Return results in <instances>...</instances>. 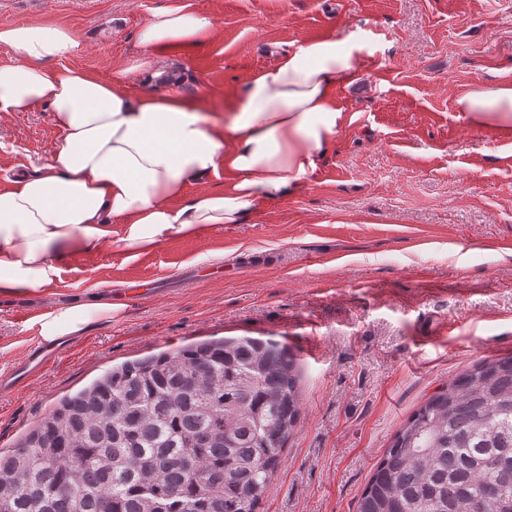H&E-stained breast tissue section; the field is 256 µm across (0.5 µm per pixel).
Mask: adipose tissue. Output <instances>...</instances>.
I'll list each match as a JSON object with an SVG mask.
<instances>
[{
    "label": "adipose tissue",
    "mask_w": 512,
    "mask_h": 512,
    "mask_svg": "<svg viewBox=\"0 0 512 512\" xmlns=\"http://www.w3.org/2000/svg\"><path fill=\"white\" fill-rule=\"evenodd\" d=\"M212 18L199 11H159L139 32L145 52L208 39ZM0 45L15 64L0 66V112L44 105L64 133L51 162L0 190V295L51 291L59 261L119 239L131 252L204 224H238L259 204L300 191L336 136L341 117L333 90L355 81L360 47L340 33L309 41L258 72L237 95L225 122L208 119L205 98L141 63L142 89L122 75L102 78L68 66L82 43L72 29L0 23ZM471 124L512 131V85L476 86L457 99ZM222 190L186 199L188 186L218 168ZM108 304L57 307L41 325L48 343L78 334Z\"/></svg>",
    "instance_id": "adipose-tissue-1"
}]
</instances>
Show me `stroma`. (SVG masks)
I'll return each mask as SVG.
<instances>
[{
    "label": "stroma",
    "mask_w": 512,
    "mask_h": 512,
    "mask_svg": "<svg viewBox=\"0 0 512 512\" xmlns=\"http://www.w3.org/2000/svg\"><path fill=\"white\" fill-rule=\"evenodd\" d=\"M210 14L211 40L156 51V66L223 118L255 73L333 31L360 44L334 91L336 139L302 191L240 224H205L137 257L122 243L61 261L54 294L0 297V371L40 317L99 298L118 310L35 378L0 389V449L112 367L203 341L286 344L302 414L260 512H356L395 432L448 381L512 355V134L455 102L512 84V0H0V22L55 23L102 77L137 64L158 11ZM52 112H0V188L51 161Z\"/></svg>",
    "instance_id": "obj_1"
}]
</instances>
